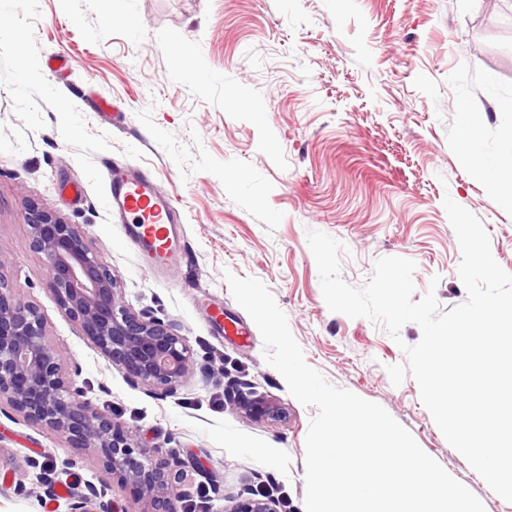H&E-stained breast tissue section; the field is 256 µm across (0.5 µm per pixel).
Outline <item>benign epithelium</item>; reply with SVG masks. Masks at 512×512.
<instances>
[{
	"label": "benign epithelium",
	"instance_id": "1",
	"mask_svg": "<svg viewBox=\"0 0 512 512\" xmlns=\"http://www.w3.org/2000/svg\"><path fill=\"white\" fill-rule=\"evenodd\" d=\"M25 219L33 248L44 255L47 286L64 313L128 377L174 390L192 370L191 349L173 325L137 315L123 304L117 279L93 252L86 233L53 211L31 205ZM28 421L62 435L74 448H95L112 473L146 500L145 512H171L177 496L169 472L181 466L133 438L112 415L91 408L84 391L62 374L39 310L0 278V398ZM95 487L71 497L70 512H88ZM229 512H276L269 499H248Z\"/></svg>",
	"mask_w": 512,
	"mask_h": 512
}]
</instances>
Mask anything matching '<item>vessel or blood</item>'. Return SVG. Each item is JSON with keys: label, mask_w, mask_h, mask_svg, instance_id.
Segmentation results:
<instances>
[{"label": "vessel or blood", "mask_w": 512, "mask_h": 512, "mask_svg": "<svg viewBox=\"0 0 512 512\" xmlns=\"http://www.w3.org/2000/svg\"><path fill=\"white\" fill-rule=\"evenodd\" d=\"M108 200L113 218L125 225L126 236L139 248L144 264L157 271L180 268L181 218L168 195L140 170L126 167L113 170ZM210 318L224 335L246 333L240 321L225 313L223 305H214Z\"/></svg>", "instance_id": "obj_1"}]
</instances>
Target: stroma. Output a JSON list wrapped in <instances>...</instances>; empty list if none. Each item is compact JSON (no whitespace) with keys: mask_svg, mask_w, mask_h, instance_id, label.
Here are the masks:
<instances>
[{"mask_svg":"<svg viewBox=\"0 0 512 512\" xmlns=\"http://www.w3.org/2000/svg\"><path fill=\"white\" fill-rule=\"evenodd\" d=\"M0 276L44 318L62 370L93 407L138 442L187 466L175 485L196 512H230L272 494L306 512L305 439L313 406L263 358L261 334L225 272L261 281L286 314L308 365L380 404L422 450L484 504L512 512L445 439L404 362L399 338L327 307L307 234L341 249V277L362 286L377 259L416 264L415 298L443 310L467 299L461 250L443 201L475 214L512 274V206L459 149L464 118L497 154L512 131V0H0ZM120 113L113 123L112 113ZM135 167L178 204L184 262L168 279L141 268L108 207L110 166ZM85 231L124 304L172 323L194 369L175 392L132 383L84 336L46 285L31 246L29 204ZM223 303L246 338L216 335ZM258 401L277 417L246 414ZM95 486L116 512L147 504L92 448L0 403V512H69Z\"/></svg>","mask_w":512,"mask_h":512,"instance_id":"stroma-1","label":"stroma"}]
</instances>
